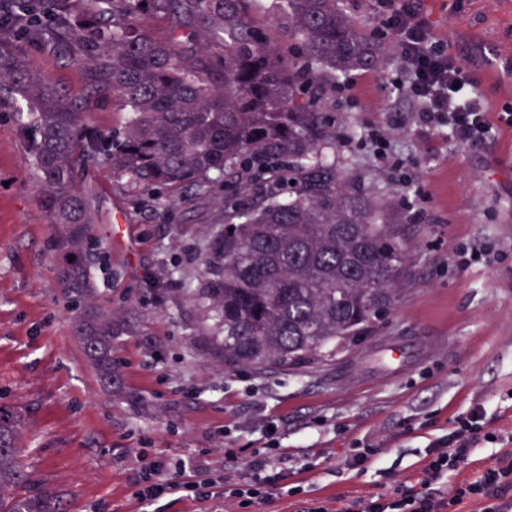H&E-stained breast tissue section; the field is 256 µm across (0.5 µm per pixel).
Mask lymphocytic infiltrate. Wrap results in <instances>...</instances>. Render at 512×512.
Segmentation results:
<instances>
[{
  "mask_svg": "<svg viewBox=\"0 0 512 512\" xmlns=\"http://www.w3.org/2000/svg\"><path fill=\"white\" fill-rule=\"evenodd\" d=\"M379 3L387 10L382 23L402 59L396 87L418 100L421 123L428 127L448 126L456 139L465 144L484 142L490 127L483 100L468 73L447 47L435 40L423 17L396 6L395 0ZM490 435L483 409L473 407L456 418L448 436L428 448L421 490L396 483L378 497L349 500L343 512H455L456 506L467 500L479 502L482 512H512V499L504 497L505 490L512 488L511 454H504L473 482L449 490L444 487L448 473L464 464L468 448L488 441ZM251 467V481L224 484V497L237 506L238 512H256L272 491L265 459L253 460Z\"/></svg>",
  "mask_w": 512,
  "mask_h": 512,
  "instance_id": "1",
  "label": "lymphocytic infiltrate"
}]
</instances>
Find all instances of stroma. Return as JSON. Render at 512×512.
<instances>
[{"mask_svg": "<svg viewBox=\"0 0 512 512\" xmlns=\"http://www.w3.org/2000/svg\"><path fill=\"white\" fill-rule=\"evenodd\" d=\"M344 6L383 61L337 76L328 103L338 150L400 233L410 283L375 338L326 371H225L192 295L221 209L138 202L126 179L92 165L79 179L98 215L91 275L98 306L117 325L104 383L75 330L20 116L0 112V404L23 416L19 459L34 487L57 496L59 512H225V475L247 480L245 458L272 442L297 460L278 485L301 492L272 493L260 512H307L316 501L338 512L395 480L418 487L428 445L474 406L512 436V126L501 119L512 110V76L488 73L512 54V0L421 2L483 97L493 136L477 146L448 126H422L417 100L394 89L401 68L377 0ZM25 54L73 99L91 100V127L120 125L89 66L48 44ZM375 133L387 139L384 153ZM461 243L484 248L485 259L456 266ZM392 349L400 362L389 360ZM357 442L379 450L362 473L347 465ZM148 461L205 494L140 499Z\"/></svg>", "mask_w": 512, "mask_h": 512, "instance_id": "1", "label": "stroma"}]
</instances>
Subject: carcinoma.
<instances>
[{"instance_id":"obj_1","label":"carcinoma","mask_w":512,"mask_h":512,"mask_svg":"<svg viewBox=\"0 0 512 512\" xmlns=\"http://www.w3.org/2000/svg\"><path fill=\"white\" fill-rule=\"evenodd\" d=\"M0 0V112L24 105L21 130L59 227L60 279L95 368L112 378V316L93 302L88 261L96 214L77 182L90 163L137 191L202 201L224 180V220L194 289L224 369L302 371L359 346L402 296L406 253L373 194L346 172L325 96L336 73L376 69L379 45L340 0H270L300 51L256 16L258 0ZM44 37L92 67L126 122L87 123L21 44ZM21 417L0 406V512H58L47 492L18 497Z\"/></svg>"}]
</instances>
